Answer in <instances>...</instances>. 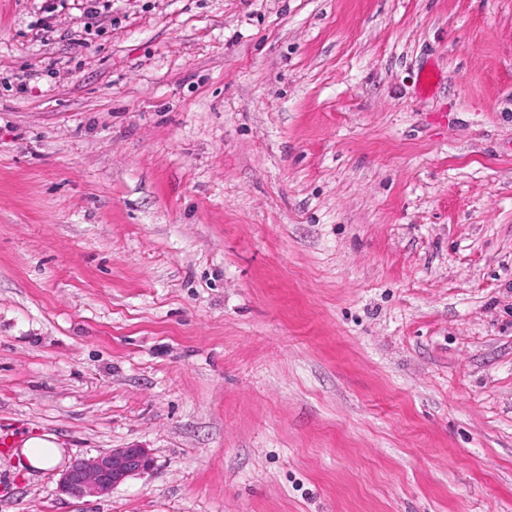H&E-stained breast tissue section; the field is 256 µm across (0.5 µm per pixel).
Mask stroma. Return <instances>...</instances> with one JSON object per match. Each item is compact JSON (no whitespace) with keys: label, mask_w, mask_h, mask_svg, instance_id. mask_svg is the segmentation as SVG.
<instances>
[{"label":"stroma","mask_w":512,"mask_h":512,"mask_svg":"<svg viewBox=\"0 0 512 512\" xmlns=\"http://www.w3.org/2000/svg\"><path fill=\"white\" fill-rule=\"evenodd\" d=\"M0 428V512H512V0H0ZM53 437L33 436L23 441L22 453L28 458L31 466L36 469H46L58 464L60 452ZM147 448H111L92 456L74 459L62 473L58 489L70 498L104 495L129 477L150 469Z\"/></svg>","instance_id":"obj_1"}]
</instances>
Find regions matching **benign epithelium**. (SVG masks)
Masks as SVG:
<instances>
[{
  "label": "benign epithelium",
  "mask_w": 512,
  "mask_h": 512,
  "mask_svg": "<svg viewBox=\"0 0 512 512\" xmlns=\"http://www.w3.org/2000/svg\"><path fill=\"white\" fill-rule=\"evenodd\" d=\"M151 465L150 453L143 447L111 448L74 459L62 473L58 489L75 499L104 495Z\"/></svg>",
  "instance_id": "1"
}]
</instances>
